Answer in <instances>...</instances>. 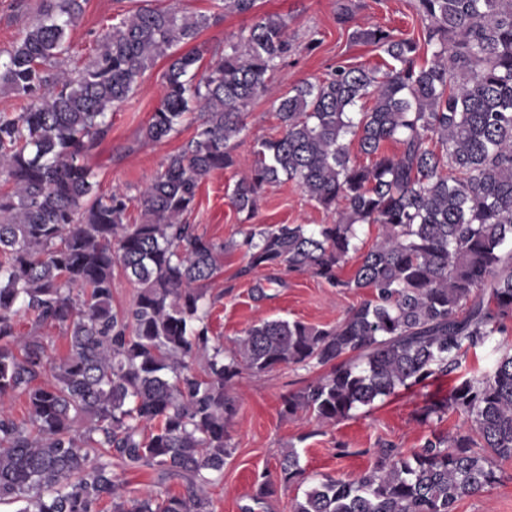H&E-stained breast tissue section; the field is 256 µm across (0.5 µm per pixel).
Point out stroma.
Here are the masks:
<instances>
[{
  "label": "stroma",
  "instance_id": "obj_1",
  "mask_svg": "<svg viewBox=\"0 0 512 512\" xmlns=\"http://www.w3.org/2000/svg\"><path fill=\"white\" fill-rule=\"evenodd\" d=\"M40 0H0V50L9 48L35 15ZM354 21L381 24L419 38L424 27L413 0H359ZM337 0H258L259 13H274L288 23V37L300 43L274 76V88L282 93L303 79L320 80L339 65L372 68L381 63L374 47L352 41L349 27L336 22ZM174 8L185 14H218L219 19L204 29L196 41L204 58L223 51L240 31L252 23L251 16L222 12L219 0H87L85 11L72 37L70 67L81 66L91 54L103 27L117 13L141 7ZM320 42L308 47L310 33ZM165 59H158L136 90L111 115L112 128L89 155L88 164L96 173L103 192L118 189L136 195L138 188L153 179L171 154L178 152L194 134V123L183 121L178 134L159 142L144 141L142 130L161 100V74ZM245 128L235 149L234 167L212 172L201 184L196 208L188 223L197 225L207 238L224 244L218 270L207 292L214 306L209 318L211 334L224 345L242 336L253 322L264 318L300 320L313 325L333 324L364 298L360 292H342L321 280L282 274L269 282L261 300L251 295L252 283L237 277L243 264L241 217L236 212L231 191L250 168L255 141L279 133L273 98L264 97L247 109ZM330 212L310 201L294 183L269 187L263 194L254 221L270 224H328ZM312 371L280 366L260 376H244L235 388L238 410L228 426L234 449L224 466L222 483L212 490L215 512H241L253 505L254 512H290L304 489L297 484L278 487L261 503H253L256 473L277 471L281 451L295 448L308 477L329 474L353 478L373 463V453L383 444H392L407 453L420 448L429 433L418 421L430 398L447 396L448 379L430 382L427 387L398 395L355 411L336 424L317 426L305 413L292 417L281 413L282 400L289 392L313 379ZM499 481L488 490L460 501L455 512H512V461L501 463Z\"/></svg>",
  "mask_w": 512,
  "mask_h": 512
}]
</instances>
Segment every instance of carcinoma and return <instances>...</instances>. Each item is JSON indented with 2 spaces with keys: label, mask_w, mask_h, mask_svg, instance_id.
I'll list each match as a JSON object with an SVG mask.
<instances>
[{
  "label": "carcinoma",
  "mask_w": 512,
  "mask_h": 512,
  "mask_svg": "<svg viewBox=\"0 0 512 512\" xmlns=\"http://www.w3.org/2000/svg\"><path fill=\"white\" fill-rule=\"evenodd\" d=\"M86 2L40 0L0 50V88L22 99L0 113V175L11 185L0 191V505L215 512L209 489L234 451L235 385L281 365L322 370L284 398L285 415L334 424L455 374L420 422L451 410L468 424L431 430L408 455L386 444L356 478L313 480L292 512H455L496 484V463L512 460V349L475 374L460 370L512 322V0H415L423 40L356 28L354 41L384 54L378 67L339 65L276 97L281 135L253 147L234 207L247 222L266 187L288 181L335 218L249 228L236 276L283 267L367 297L333 326L261 319L228 348L211 344L206 303L224 245L186 216L202 180L236 165L246 108L274 93L273 74L299 45L282 16L256 13L257 0H224L254 21L204 67L198 48L178 47L220 16L146 7L114 17L69 72ZM359 8L338 0L337 22ZM159 58L163 95L144 140L170 138L195 112L201 120L138 195L104 193L86 158ZM364 100L371 107L355 111ZM354 141L369 163L351 160ZM388 143L399 151L386 153ZM366 224L375 242L344 279ZM116 268L137 286L122 309ZM22 312L64 328L65 352L21 335ZM15 395L22 419L7 407ZM278 467L285 485L304 475L292 448ZM117 468L147 474L149 489L123 490ZM274 492L271 474H256L252 499Z\"/></svg>",
  "instance_id": "obj_1"
}]
</instances>
